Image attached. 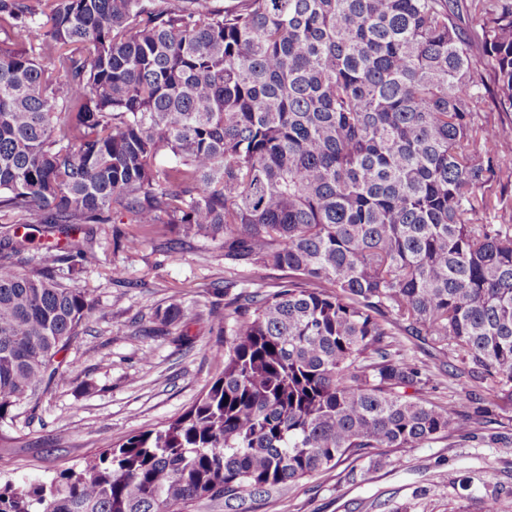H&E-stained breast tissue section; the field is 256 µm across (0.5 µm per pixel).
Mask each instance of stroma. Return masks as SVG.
<instances>
[{
    "mask_svg": "<svg viewBox=\"0 0 512 512\" xmlns=\"http://www.w3.org/2000/svg\"><path fill=\"white\" fill-rule=\"evenodd\" d=\"M128 224L97 231L101 262L74 280L96 301L94 317L64 352L65 383L50 388L38 408L20 403L0 421V480L47 481L128 436L158 429L190 408L222 370L224 343L212 336L211 306L223 305L224 252L185 238L172 252L165 225L138 250L115 246ZM185 327L144 336L142 325L171 302ZM470 479V490L460 482ZM512 512V445H474L443 438L403 453L345 463L300 481L257 512Z\"/></svg>",
    "mask_w": 512,
    "mask_h": 512,
    "instance_id": "1",
    "label": "stroma"
}]
</instances>
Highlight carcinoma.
I'll return each mask as SVG.
<instances>
[{
	"mask_svg": "<svg viewBox=\"0 0 512 512\" xmlns=\"http://www.w3.org/2000/svg\"><path fill=\"white\" fill-rule=\"evenodd\" d=\"M0 30V419L68 378L94 304L55 265H98L96 225H139L128 250L157 224L171 250L218 242L225 273L201 397L48 482L0 481V512H254L451 436L463 415L398 336L512 407V157L480 120L491 101L512 122V0H0ZM33 222L52 264L22 272ZM250 267L274 282L232 292ZM397 354H405L415 358L418 362L422 361L428 364H433V362H439L437 360L447 361L445 365H448L447 356H443L439 351L432 349L428 345H424L420 342L409 339L407 336H398L397 337Z\"/></svg>",
	"mask_w": 512,
	"mask_h": 512,
	"instance_id": "1",
	"label": "carcinoma"
}]
</instances>
